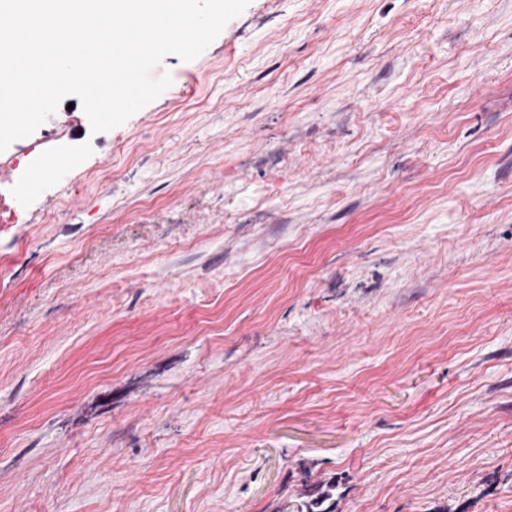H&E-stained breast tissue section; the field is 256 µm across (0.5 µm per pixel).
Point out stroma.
Wrapping results in <instances>:
<instances>
[{
	"label": "stroma",
	"mask_w": 512,
	"mask_h": 512,
	"mask_svg": "<svg viewBox=\"0 0 512 512\" xmlns=\"http://www.w3.org/2000/svg\"><path fill=\"white\" fill-rule=\"evenodd\" d=\"M165 74L0 152V512H512V0H250ZM47 167L40 158L32 160L23 180L13 182V189L18 201H21L28 190L30 184L40 181L46 174ZM334 485H328L327 489L316 488L310 499L297 506L296 512H334L332 508V490Z\"/></svg>",
	"instance_id": "1"
}]
</instances>
